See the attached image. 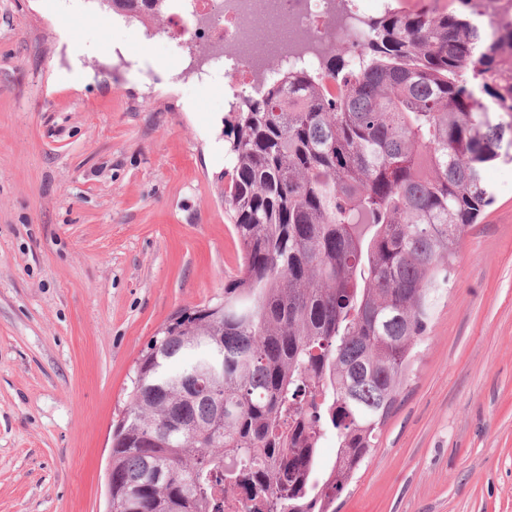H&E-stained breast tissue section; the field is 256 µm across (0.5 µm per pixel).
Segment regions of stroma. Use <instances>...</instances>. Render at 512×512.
<instances>
[{
    "label": "stroma",
    "instance_id": "1",
    "mask_svg": "<svg viewBox=\"0 0 512 512\" xmlns=\"http://www.w3.org/2000/svg\"><path fill=\"white\" fill-rule=\"evenodd\" d=\"M96 0H0V512H105L112 426L179 312L220 301L224 82ZM338 512H512V163Z\"/></svg>",
    "mask_w": 512,
    "mask_h": 512
}]
</instances>
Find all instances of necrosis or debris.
<instances>
[{
	"mask_svg": "<svg viewBox=\"0 0 512 512\" xmlns=\"http://www.w3.org/2000/svg\"><path fill=\"white\" fill-rule=\"evenodd\" d=\"M383 0H174L160 32L174 47L204 37L206 64L196 79L223 76L235 94L252 95L283 70L318 66L337 41L357 46V15Z\"/></svg>",
	"mask_w": 512,
	"mask_h": 512,
	"instance_id": "4bbe7bcc",
	"label": "necrosis or debris"
}]
</instances>
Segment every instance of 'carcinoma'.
I'll list each match as a JSON object with an SVG mask.
<instances>
[{
	"label": "carcinoma",
	"instance_id": "carcinoma-1",
	"mask_svg": "<svg viewBox=\"0 0 512 512\" xmlns=\"http://www.w3.org/2000/svg\"><path fill=\"white\" fill-rule=\"evenodd\" d=\"M141 22L169 0H104ZM386 7L368 40L224 118L241 248L224 301L138 359L112 432V512H336L371 458L512 162V22L494 0ZM335 458L320 468L321 448Z\"/></svg>",
	"mask_w": 512,
	"mask_h": 512
}]
</instances>
